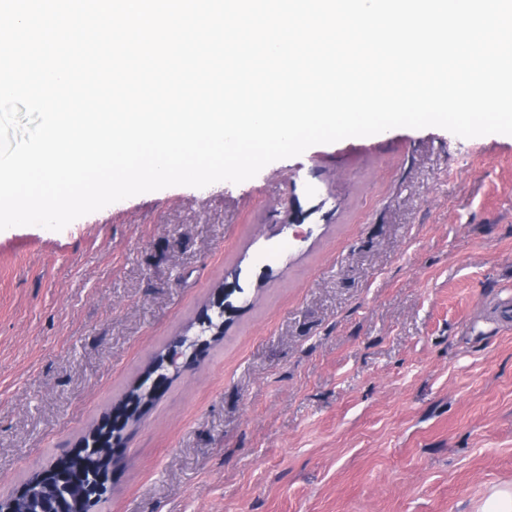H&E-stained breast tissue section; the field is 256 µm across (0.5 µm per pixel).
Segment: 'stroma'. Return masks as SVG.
<instances>
[{"mask_svg": "<svg viewBox=\"0 0 512 512\" xmlns=\"http://www.w3.org/2000/svg\"><path fill=\"white\" fill-rule=\"evenodd\" d=\"M221 298L99 512H478L512 486V136L427 127L0 230V496Z\"/></svg>", "mask_w": 512, "mask_h": 512, "instance_id": "stroma-1", "label": "stroma"}]
</instances>
